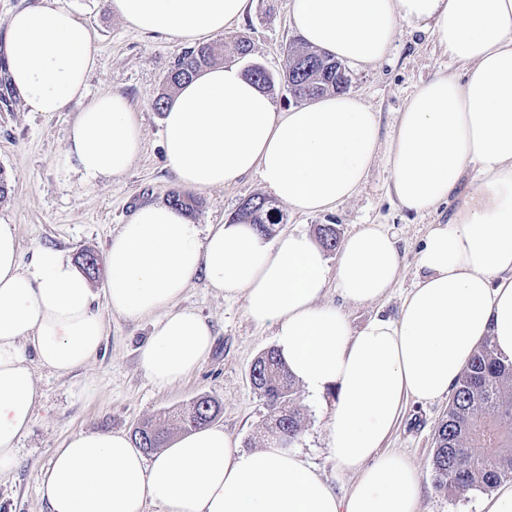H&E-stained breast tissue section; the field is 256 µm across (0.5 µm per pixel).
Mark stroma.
<instances>
[{
    "instance_id": "1",
    "label": "stroma",
    "mask_w": 512,
    "mask_h": 512,
    "mask_svg": "<svg viewBox=\"0 0 512 512\" xmlns=\"http://www.w3.org/2000/svg\"><path fill=\"white\" fill-rule=\"evenodd\" d=\"M88 26L99 51L96 69L88 80L90 96L122 93L138 115L142 132L139 154L118 176L87 182L66 159L70 128L80 109L29 112L0 68V171L8 193L0 199V223L13 224L23 259L34 247L61 250L71 260L87 252L103 254L104 244L134 211L147 203H164L177 182L167 168L162 148V113L153 104L163 80L183 44L162 35H145L128 29L110 10L108 0H58ZM245 34L253 51L241 66L260 64L274 75L288 68L287 46L296 39L288 18V0H248L244 17L231 26ZM455 66L438 46L434 35L398 25L391 50L382 61L364 67L349 66V93L378 113L382 139H389L409 95L439 71ZM391 172L375 161L357 195L335 210L298 215L280 205L282 221L277 235L315 234L321 224L335 225L347 237L365 224H384L396 235L401 253L397 284L383 301L372 305L342 303L335 287L324 301L342 307L353 327L375 313L397 316L402 301L418 274L417 254L430 225L447 221L448 206L424 216L403 211L390 196ZM266 189L257 174L217 188L197 191L200 209L192 221L200 230L232 217L242 202ZM95 304L104 321L105 336L99 356L89 365L61 375L41 364L32 370L42 400L33 424L19 445V463L0 474V512H48L41 497L40 478L63 441L72 433L123 432L165 411H174L192 398L207 395L221 406L216 420L240 448L263 446L269 411L250 380L253 360L274 345L273 331L254 324L246 315L245 298H224L194 279L185 289L180 306L195 308L214 328L215 344L199 368L182 381L157 388L145 375L138 348L151 330L150 318L128 320L113 314L106 302L105 279L91 281ZM94 384L95 396L84 392ZM296 403L302 429L292 443L325 476H332L326 426L334 408L332 395L309 399L298 391ZM447 400L407 401L401 418L383 444L384 450L405 455L421 480V512H479L483 491L447 496L435 487L432 455L435 429L446 414Z\"/></svg>"
}]
</instances>
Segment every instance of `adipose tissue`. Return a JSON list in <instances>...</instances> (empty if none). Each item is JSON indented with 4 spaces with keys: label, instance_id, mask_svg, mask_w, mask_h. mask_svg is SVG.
Here are the masks:
<instances>
[{
    "label": "adipose tissue",
    "instance_id": "ef3b65f1",
    "mask_svg": "<svg viewBox=\"0 0 512 512\" xmlns=\"http://www.w3.org/2000/svg\"><path fill=\"white\" fill-rule=\"evenodd\" d=\"M134 31L187 45L222 34L248 0H108ZM289 19L312 49L357 66L386 57L398 23L432 30L460 75L418 85L389 141L357 96L335 94L275 111L268 92L237 65L203 69L180 86L163 118V151L184 187L204 190L258 173L296 214L336 208L355 196L377 156L407 212L452 203L418 252L421 275L398 317L352 328L323 303L328 280L347 302L371 304L395 285L401 254L383 224L342 243L335 268L305 233L277 241L251 225L200 233L184 211L138 208L106 244L110 310L152 317L139 349L151 381L167 387L197 369L214 330L178 300L195 277L224 297L244 295L246 314L274 330V348L311 395L335 393L327 441L335 488L299 453L271 442L246 451L223 427L207 426L146 459L122 432L71 434L41 475L48 512H419L417 470L382 452L406 399L447 396L472 353L491 339L512 360V0H289ZM8 78L30 112L81 102L68 156L87 182L117 176L141 147L124 96L89 97L98 50L72 11L32 0L12 14ZM95 296L62 252L37 247L22 262L16 225L0 224V472L41 400L26 357L59 374L95 359L104 336Z\"/></svg>",
    "mask_w": 512,
    "mask_h": 512
}]
</instances>
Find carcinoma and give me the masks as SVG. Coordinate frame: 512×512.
I'll return each instance as SVG.
<instances>
[{
    "label": "carcinoma",
    "mask_w": 512,
    "mask_h": 512,
    "mask_svg": "<svg viewBox=\"0 0 512 512\" xmlns=\"http://www.w3.org/2000/svg\"><path fill=\"white\" fill-rule=\"evenodd\" d=\"M250 52V42L243 36L183 52L165 77L155 109L164 111L172 94L202 69L219 59H242ZM288 56L290 63L283 80L288 94L297 102L342 92L350 84L345 65L310 50L302 42H289ZM246 73L265 89L275 83L274 76L261 65L248 66ZM168 201L187 214L199 207L196 197L180 190L171 191ZM249 201L258 207H241L232 220L272 234L280 223L278 208L264 196H252ZM318 235L325 248L336 249L334 225H320ZM250 379L270 409L269 432L278 442L295 441L301 429L295 383L275 349L269 348L255 358ZM218 413L219 405L214 399L200 396L176 415L184 429L196 430L212 422ZM132 442L149 453L164 444L165 431L150 422L140 423L133 429ZM433 469L436 488L456 496L473 489L489 492L499 483L512 480V361L500 358L488 337L477 346L452 386L448 411L434 433Z\"/></svg>",
    "instance_id": "carcinoma-1"
}]
</instances>
